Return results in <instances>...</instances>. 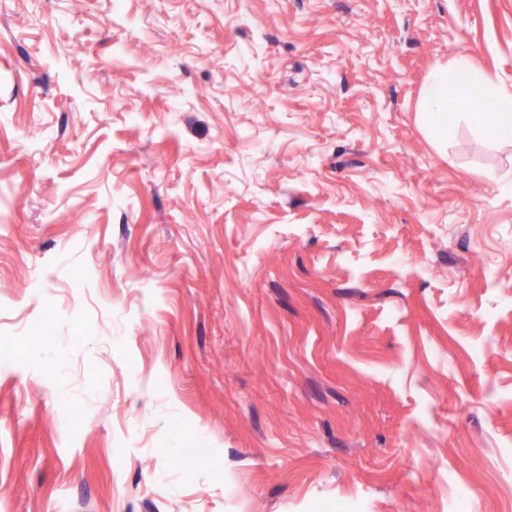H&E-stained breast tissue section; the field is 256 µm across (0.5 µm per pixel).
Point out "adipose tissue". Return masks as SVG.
<instances>
[{
    "instance_id": "1",
    "label": "adipose tissue",
    "mask_w": 512,
    "mask_h": 512,
    "mask_svg": "<svg viewBox=\"0 0 512 512\" xmlns=\"http://www.w3.org/2000/svg\"><path fill=\"white\" fill-rule=\"evenodd\" d=\"M482 101L487 113L476 121L498 144L512 143V88L503 75L491 70H476L467 54H459L450 64L431 70L421 103L428 132L438 140L448 135L449 112L469 113L473 101Z\"/></svg>"
}]
</instances>
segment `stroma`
<instances>
[{"label":"stroma","instance_id":"stroma-1","mask_svg":"<svg viewBox=\"0 0 512 512\" xmlns=\"http://www.w3.org/2000/svg\"><path fill=\"white\" fill-rule=\"evenodd\" d=\"M461 52L512 0H0V512H512Z\"/></svg>","mask_w":512,"mask_h":512}]
</instances>
